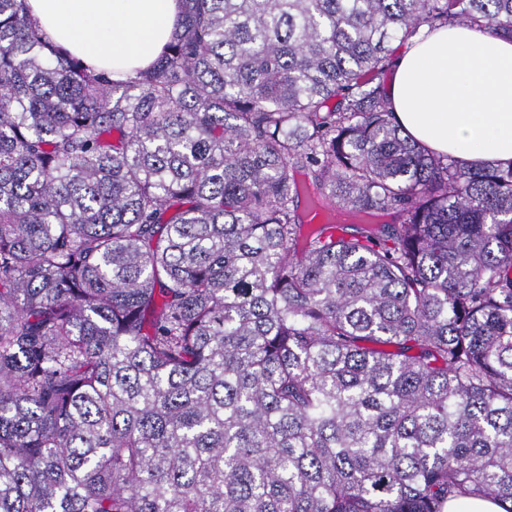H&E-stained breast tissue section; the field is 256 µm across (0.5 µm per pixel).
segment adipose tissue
I'll use <instances>...</instances> for the list:
<instances>
[{
    "instance_id": "1",
    "label": "adipose tissue",
    "mask_w": 512,
    "mask_h": 512,
    "mask_svg": "<svg viewBox=\"0 0 512 512\" xmlns=\"http://www.w3.org/2000/svg\"><path fill=\"white\" fill-rule=\"evenodd\" d=\"M49 40L112 80L149 66L180 0H27ZM405 134L473 164L512 163V36L448 25L411 39L387 93Z\"/></svg>"
}]
</instances>
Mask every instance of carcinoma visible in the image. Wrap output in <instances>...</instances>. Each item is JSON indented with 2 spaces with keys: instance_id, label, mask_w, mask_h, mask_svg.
<instances>
[{
  "instance_id": "obj_1",
  "label": "carcinoma",
  "mask_w": 512,
  "mask_h": 512,
  "mask_svg": "<svg viewBox=\"0 0 512 512\" xmlns=\"http://www.w3.org/2000/svg\"><path fill=\"white\" fill-rule=\"evenodd\" d=\"M448 24L183 0L114 83L0 0V512H512V164L383 85ZM447 512H504L493 499H474L460 497L448 502Z\"/></svg>"
}]
</instances>
